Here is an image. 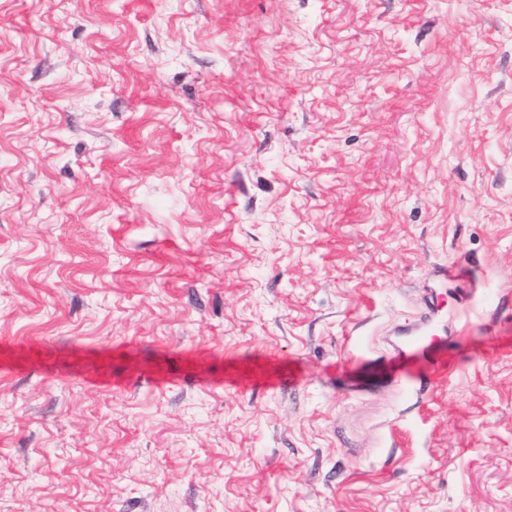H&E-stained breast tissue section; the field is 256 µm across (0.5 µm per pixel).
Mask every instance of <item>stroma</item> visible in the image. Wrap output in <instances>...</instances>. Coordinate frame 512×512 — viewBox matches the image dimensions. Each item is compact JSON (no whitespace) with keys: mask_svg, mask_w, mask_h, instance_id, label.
<instances>
[{"mask_svg":"<svg viewBox=\"0 0 512 512\" xmlns=\"http://www.w3.org/2000/svg\"><path fill=\"white\" fill-rule=\"evenodd\" d=\"M0 512H512V0H0ZM444 305L440 295L428 294L427 312L416 324L398 327L399 341L394 345L397 357L416 356L425 361L436 352V343L444 342V328L439 320Z\"/></svg>","mask_w":512,"mask_h":512,"instance_id":"35a3bbf8","label":"stroma"}]
</instances>
